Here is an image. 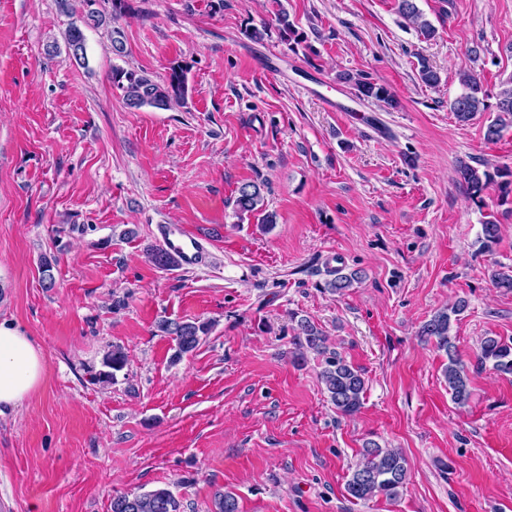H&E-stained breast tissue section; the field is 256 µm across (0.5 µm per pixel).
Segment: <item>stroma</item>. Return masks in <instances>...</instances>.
I'll return each instance as SVG.
<instances>
[{
	"instance_id": "1",
	"label": "stroma",
	"mask_w": 512,
	"mask_h": 512,
	"mask_svg": "<svg viewBox=\"0 0 512 512\" xmlns=\"http://www.w3.org/2000/svg\"><path fill=\"white\" fill-rule=\"evenodd\" d=\"M132 4L123 54L90 29L83 66L46 53L72 21L56 0H0V319L46 365L0 416V507L110 512L115 495L166 487L181 512H210L219 489L240 512H512V374L476 362L485 337L512 341V292L490 278L512 267V200L494 184L471 198L457 173L512 170V128L489 142L492 113L462 124L449 110L460 71L491 92L512 77V0H416L430 40L398 0ZM280 9L303 43L281 39ZM175 63L186 106L133 110L112 85L113 67L160 81ZM345 72L398 107L359 98ZM247 181L265 183L275 224L236 215ZM161 224L197 235L205 264L149 262ZM338 266L366 278L329 293ZM460 298L463 405L446 355L419 335ZM294 312L364 372L355 415L330 402L324 356L293 364ZM163 318L212 329L175 363ZM115 347L125 368L94 382ZM368 439L407 460L396 500L345 490ZM398 8L403 17L416 25L420 34L424 38L428 39L435 36L436 32L434 27L428 21L422 19V14L415 3V0H400ZM341 79L347 83L352 82L359 96L363 99H372L390 108H394L398 104L396 95L392 93L390 89L383 84L372 81L368 77H355L350 73H346Z\"/></svg>"
}]
</instances>
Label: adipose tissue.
Returning a JSON list of instances; mask_svg holds the SVG:
<instances>
[{
  "mask_svg": "<svg viewBox=\"0 0 512 512\" xmlns=\"http://www.w3.org/2000/svg\"><path fill=\"white\" fill-rule=\"evenodd\" d=\"M44 372L40 346L17 323L0 320V415L35 391Z\"/></svg>",
  "mask_w": 512,
  "mask_h": 512,
  "instance_id": "obj_1",
  "label": "adipose tissue"
}]
</instances>
